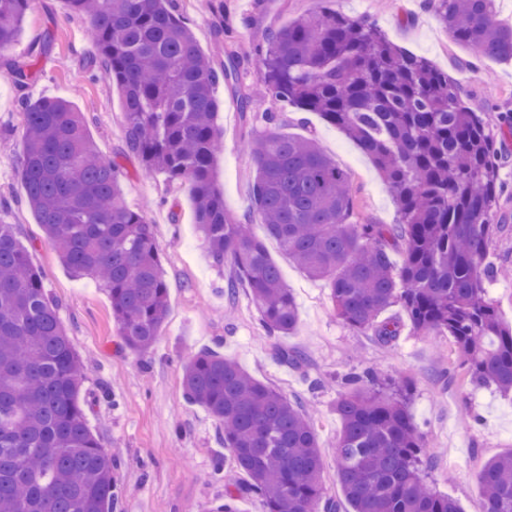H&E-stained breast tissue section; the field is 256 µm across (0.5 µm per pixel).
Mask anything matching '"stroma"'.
I'll list each match as a JSON object with an SVG mask.
<instances>
[{"label": "stroma", "mask_w": 512, "mask_h": 512, "mask_svg": "<svg viewBox=\"0 0 512 512\" xmlns=\"http://www.w3.org/2000/svg\"><path fill=\"white\" fill-rule=\"evenodd\" d=\"M203 52L223 60L225 44L242 58L241 82L255 84V60L270 27L315 13L319 0H179ZM337 11L374 23L398 47L425 57L448 73L465 99L484 110L489 123L512 112V61H482L470 67L468 50L449 37L427 0H336ZM87 17L72 13L64 0H38L28 11L17 39L0 50V222L16 227V238L43 274L44 287L59 302V317L86 365L81 396L89 426L117 459L112 483L119 493L116 512H201L222 499L224 482L216 460L233 458L217 442L218 423L183 396L187 362L204 350L232 358L254 378L298 399L317 433L327 497L343 501L336 476V439L341 429L333 410L346 377L366 368L379 379L393 378L412 388L411 412L434 463L433 491L455 499L461 512H483L478 483L483 462L512 450V395L495 388H472L449 381L458 364L445 336H416L400 306L388 316L403 324L390 344L344 323L334 312L325 282L309 278L280 244L266 237L253 211L250 189L255 164L245 143L264 128L263 115L279 113L281 130L315 138L337 165L349 172L356 201V224H394L396 203L371 159L321 116L251 99L253 117L243 126L236 100L218 87L221 149L215 158L224 203L237 219L263 238L297 305V325L286 336H271L246 289L227 295L232 260L216 268L194 220L191 187L166 176H146L135 158L124 157L125 116L119 91L99 78L96 47ZM34 60L35 75L17 88L13 70ZM67 98L85 118L88 135L106 159L119 160L121 186L131 208L146 207L160 247L169 289V313L162 334L147 353L123 349L107 294L87 279L73 277L25 201L18 175L25 117L20 97ZM502 171L508 186L500 201L502 231L488 248L490 261L512 268V142ZM309 358L299 370L280 363L277 349ZM324 386L310 390L312 378Z\"/></svg>", "instance_id": "1"}]
</instances>
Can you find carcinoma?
<instances>
[{
	"label": "carcinoma",
	"mask_w": 512,
	"mask_h": 512,
	"mask_svg": "<svg viewBox=\"0 0 512 512\" xmlns=\"http://www.w3.org/2000/svg\"><path fill=\"white\" fill-rule=\"evenodd\" d=\"M86 16L109 81L123 98L125 154L145 174L192 187L195 223L217 266L234 260L231 295L249 288L270 333L297 324L295 299L263 240L224 204L214 171L219 150L216 87L241 109V60L224 47L217 67L199 48L175 0H65ZM321 9L270 30L258 55L265 97L320 114L366 153L394 195L396 224H354L350 174L312 138L265 130L247 142L256 163L252 206L309 277L325 281L337 315L391 343L399 305L417 335H446L473 387L512 392V326L487 287L499 267L487 245L501 231L504 192L497 141L512 138V117L496 129L448 74L399 48L374 26ZM454 42L477 59L512 61V25L497 0H428ZM35 0H0V49L10 46ZM26 133L19 175L26 202L61 263L107 293L124 348H152L168 316V288L153 224L125 202L120 164L98 155L81 113L65 98L22 99ZM400 248L396 265L390 252ZM354 375L336 400L342 427L336 468L351 512H461L427 483L432 461L410 410V390ZM80 357L47 296L43 277L0 224V512H115L116 458L91 431ZM184 398L207 408L220 443L246 485L203 512H238L247 491L260 512H339L326 497L315 428L298 404L215 351L192 358ZM478 480L484 512H512V451L488 459Z\"/></svg>",
	"instance_id": "1"
}]
</instances>
